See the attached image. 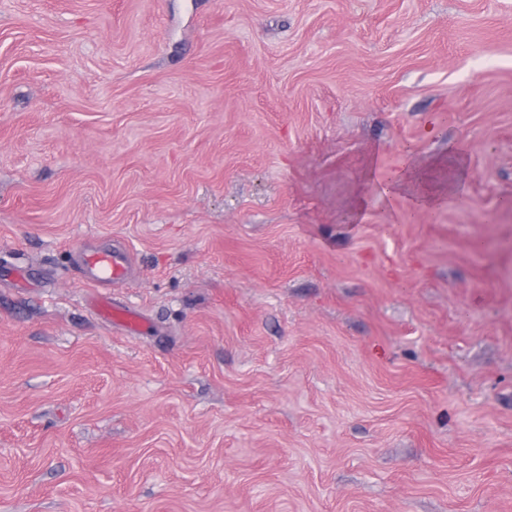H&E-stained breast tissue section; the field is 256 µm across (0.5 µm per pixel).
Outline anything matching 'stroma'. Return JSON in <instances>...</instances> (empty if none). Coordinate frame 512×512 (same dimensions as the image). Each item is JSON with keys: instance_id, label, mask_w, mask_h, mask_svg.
<instances>
[{"instance_id": "stroma-1", "label": "stroma", "mask_w": 512, "mask_h": 512, "mask_svg": "<svg viewBox=\"0 0 512 512\" xmlns=\"http://www.w3.org/2000/svg\"><path fill=\"white\" fill-rule=\"evenodd\" d=\"M506 198L512 0H0V512H512ZM422 162L410 157L406 165L391 176L381 179L379 193L382 198L390 199L393 196H409L415 206L432 209L437 201L435 197L423 195L419 188V168ZM128 268V258L124 253L89 247L83 253L80 271L89 281L112 285L126 278ZM98 311L105 320L119 322L132 331L142 327V319L132 310L115 307L103 297L98 300Z\"/></svg>"}]
</instances>
